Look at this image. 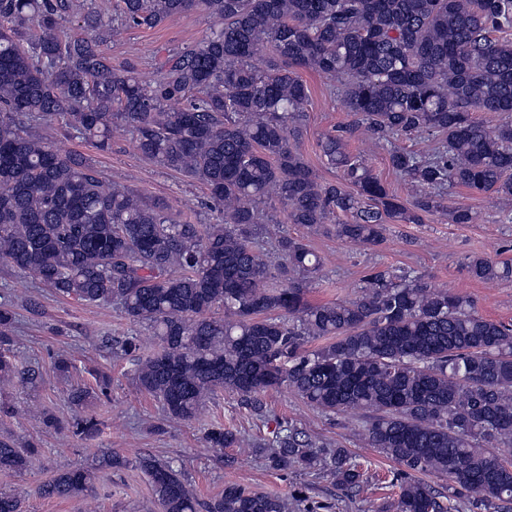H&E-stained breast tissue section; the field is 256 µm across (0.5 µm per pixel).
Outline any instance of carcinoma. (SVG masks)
I'll list each match as a JSON object with an SVG mask.
<instances>
[{
  "mask_svg": "<svg viewBox=\"0 0 512 512\" xmlns=\"http://www.w3.org/2000/svg\"><path fill=\"white\" fill-rule=\"evenodd\" d=\"M72 0H0V265L31 276L55 295L86 304L117 302L160 348L140 354L128 336L113 356L134 362L138 389L170 419L192 421L203 401L237 395L252 413L262 394L293 390L325 413H366L371 447L397 466L395 512H512V324L479 315L471 297L421 276L372 273L353 300L312 304L308 284L321 263L299 239L281 236L286 260L273 266L255 246L260 207L279 203L291 224L366 247L389 222L421 223L439 211L473 224L466 206H442L448 185L495 194L512 213V0H115L112 20L64 25ZM218 24L201 42L168 54L158 78L112 69L104 33L155 26L189 11ZM267 54L266 69L253 59ZM339 82L354 120L321 147L353 190L321 183L299 150L309 91L298 70ZM497 116L494 124L477 113ZM51 121L111 147L117 122L136 150L203 184L216 224H189L129 187L107 189L98 170L27 131L20 118ZM363 130L390 145L389 164L412 189L390 193L346 150ZM426 134L414 152L395 141ZM351 214L343 221L340 214ZM479 281L512 280V263L472 256ZM12 308L0 305V380L36 378L13 352ZM324 339L327 344L313 347ZM70 386L84 407L111 378ZM75 435L99 434L80 417ZM213 448L239 443L216 426ZM269 468L328 478L352 492L367 483L361 463L288 425L255 448ZM37 448L0 438V477L25 474ZM138 466L161 512H291L288 499L237 483L200 500L182 471L154 456ZM448 477V492L422 476ZM93 487L90 471H58L41 497L70 498ZM0 512H24L0 492Z\"/></svg>",
  "mask_w": 512,
  "mask_h": 512,
  "instance_id": "carcinoma-1",
  "label": "carcinoma"
}]
</instances>
